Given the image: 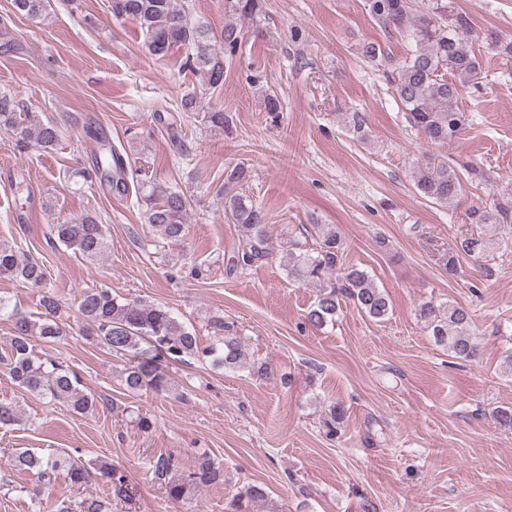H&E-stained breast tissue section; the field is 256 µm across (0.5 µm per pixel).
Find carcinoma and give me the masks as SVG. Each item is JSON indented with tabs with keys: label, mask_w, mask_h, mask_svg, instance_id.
<instances>
[{
	"label": "carcinoma",
	"mask_w": 512,
	"mask_h": 512,
	"mask_svg": "<svg viewBox=\"0 0 512 512\" xmlns=\"http://www.w3.org/2000/svg\"><path fill=\"white\" fill-rule=\"evenodd\" d=\"M13 13L38 18L46 8V0H13ZM225 8L240 17H252L259 0H225ZM112 15L130 18L145 35L148 52L158 59L166 58L176 47L185 46L189 53L182 68L191 72L202 88L217 90L224 85V53L233 52L241 42V32L233 25L224 26L217 34L206 23L189 18L181 0H111ZM374 17L396 29L408 27L414 49L402 61L390 64L387 80L396 99L408 112V120L427 143L446 147L457 142L468 118L459 107V88L477 87L483 67L480 58L468 45L466 35L472 28L471 18L463 13L448 18V4L435 0L425 13L412 14L409 0H371ZM15 99L0 93V129L11 131L23 143H34L43 150H52L59 143L60 126L39 112H18ZM195 118L214 131L233 125V116L221 108L204 110L194 92L184 94L180 111L168 116L157 112L155 120L167 129L177 148L183 144L178 135V122ZM348 132L360 140L366 138L368 120L363 112H348L343 118ZM91 139L99 144L101 153L92 170L73 172L85 181L100 177L117 191L127 190V164L112 142L98 133ZM411 177L417 192L432 203L455 205L466 191V183L481 179L480 170L470 167L461 171L445 159H429L416 165ZM246 178V169L236 166L225 171L218 194L224 199V219L237 226L243 245L238 254L242 267H250L266 256V214L249 195L237 186ZM137 203L158 236L171 245L182 244L188 234L187 217L191 198L183 192L167 190L158 184H142ZM467 219L472 233L464 236L449 251L445 267L454 273L460 258L468 257L483 266L486 276L493 274L488 262L501 248L512 241V197H504L492 205L474 206ZM318 248L311 251L306 243L295 240L287 253L288 276L319 287L307 319L317 327L336 321L339 296L350 298L355 306L373 321L386 320L391 313V300L374 278L364 269L342 263L345 240L335 224H317ZM50 239L84 259L96 260L107 250L106 227L93 214L69 217L49 225ZM0 278L20 283L41 293L42 312L35 319L18 317L12 323L10 351L0 358L14 382L25 392L47 395L61 402L76 414L93 407L92 396L81 389L77 374L54 361H38L32 357V342L37 339L53 342L63 334L58 322L59 302L47 284L43 262L23 254L12 244L0 242ZM79 312L87 325V335L97 344L130 359L123 371L125 390L130 393L166 394L171 381L162 368L165 360L180 361L186 356H202L225 369H239L243 362L240 341L233 336L224 319L213 320L219 332L214 341L200 346L193 334L168 306L141 300H127L112 289L86 288L79 298ZM435 343L448 350V355L464 361H477L480 343L471 332L469 309L454 302L423 305L419 311ZM12 465L29 471L39 485H49L56 473L67 470L70 482L84 492L77 505L65 501L56 512H108L107 503L90 492L94 477L99 475L113 486L116 495L127 491L126 477L108 462L95 469L63 455H39L30 449L15 452ZM224 481V471L204 456L194 469L167 483V495L173 501L184 500L193 490Z\"/></svg>",
	"instance_id": "1"
}]
</instances>
